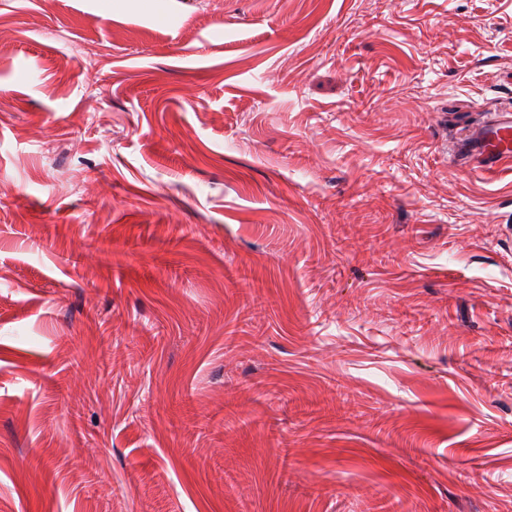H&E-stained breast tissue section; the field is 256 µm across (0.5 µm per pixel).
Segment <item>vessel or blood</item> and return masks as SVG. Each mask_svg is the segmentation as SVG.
<instances>
[{"label":"vessel or blood","mask_w":512,"mask_h":512,"mask_svg":"<svg viewBox=\"0 0 512 512\" xmlns=\"http://www.w3.org/2000/svg\"><path fill=\"white\" fill-rule=\"evenodd\" d=\"M455 154L460 163H475L488 171L512 161V113H496L474 127L457 145Z\"/></svg>","instance_id":"vessel-or-blood-1"}]
</instances>
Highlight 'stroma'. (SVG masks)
<instances>
[{
  "mask_svg": "<svg viewBox=\"0 0 512 512\" xmlns=\"http://www.w3.org/2000/svg\"><path fill=\"white\" fill-rule=\"evenodd\" d=\"M512 0H0V512H512ZM512 112H498L490 120L474 127L456 149L457 160L464 165L475 162L482 169L500 168L512 159Z\"/></svg>",
  "mask_w": 512,
  "mask_h": 512,
  "instance_id": "obj_1",
  "label": "stroma"
}]
</instances>
